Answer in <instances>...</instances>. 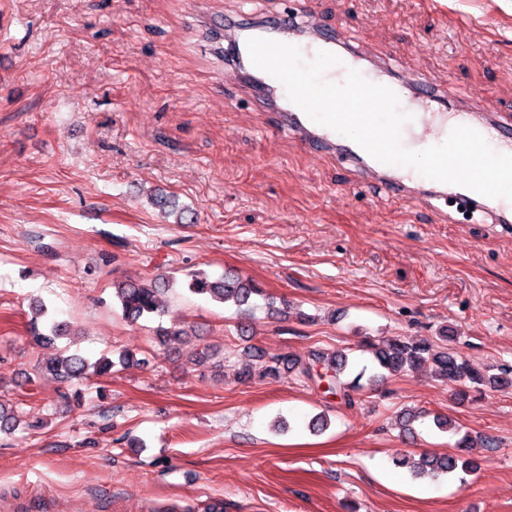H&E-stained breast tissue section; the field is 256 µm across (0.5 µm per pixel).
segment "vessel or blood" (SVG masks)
I'll list each match as a JSON object with an SVG mask.
<instances>
[{
  "label": "vessel or blood",
  "mask_w": 512,
  "mask_h": 512,
  "mask_svg": "<svg viewBox=\"0 0 512 512\" xmlns=\"http://www.w3.org/2000/svg\"><path fill=\"white\" fill-rule=\"evenodd\" d=\"M224 26L230 33L224 55L226 76L243 78L252 96L277 112L278 129L297 136L308 150L336 154L338 159L353 164L364 181L380 184L388 195L410 202H435L449 222L469 212L494 224L512 222V201L490 199L461 186L424 181L416 170L383 164L349 138L313 122L288 98L280 81L251 63L247 41L260 37L291 44L310 59L317 51L326 50L341 60L339 66L326 72L327 81L343 82L352 68L370 82L390 87L398 95L402 111L412 116L402 129V143L411 150L442 143L449 134L448 122L453 119L481 133L495 152L512 154V123L496 116L491 99L442 88L419 75L395 74L385 61L366 57L343 32L295 10H285L276 19L259 24L228 20Z\"/></svg>",
  "instance_id": "b4317fda"
}]
</instances>
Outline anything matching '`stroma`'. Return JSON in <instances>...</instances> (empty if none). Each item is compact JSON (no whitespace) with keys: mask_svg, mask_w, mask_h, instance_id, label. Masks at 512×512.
Here are the masks:
<instances>
[{"mask_svg":"<svg viewBox=\"0 0 512 512\" xmlns=\"http://www.w3.org/2000/svg\"><path fill=\"white\" fill-rule=\"evenodd\" d=\"M285 0H0V401L43 430L0 432V512H512V387L461 400L432 367L386 375L340 404L286 373L244 380L255 352L308 359L365 336L432 338L476 366L512 370V224L449 223L363 185L335 155L273 133V113L225 81V16ZM370 55L495 100L512 115V0H299ZM496 15L494 29L464 30ZM238 100L225 111L224 100ZM162 189L197 215L150 206ZM203 270L267 295L248 317L164 286L154 322L122 319L119 281ZM76 333L56 349L137 362L65 383L38 373L30 304ZM217 350V367L195 359ZM421 412L414 435L397 415ZM326 414L320 433L309 421ZM471 435L465 481L415 479L393 457Z\"/></svg>","mask_w":512,"mask_h":512,"instance_id":"obj_1","label":"stroma"}]
</instances>
